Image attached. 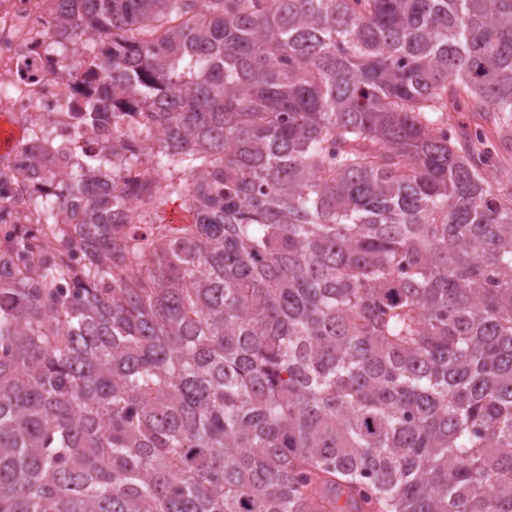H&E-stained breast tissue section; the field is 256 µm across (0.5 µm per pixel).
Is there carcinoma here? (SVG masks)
Here are the masks:
<instances>
[{
	"label": "carcinoma",
	"instance_id": "obj_1",
	"mask_svg": "<svg viewBox=\"0 0 512 512\" xmlns=\"http://www.w3.org/2000/svg\"><path fill=\"white\" fill-rule=\"evenodd\" d=\"M56 2L84 106L0 165V512H512V190L444 129L512 130V0Z\"/></svg>",
	"mask_w": 512,
	"mask_h": 512
}]
</instances>
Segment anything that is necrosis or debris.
I'll return each instance as SVG.
<instances>
[{"label":"necrosis or debris","instance_id":"1","mask_svg":"<svg viewBox=\"0 0 512 512\" xmlns=\"http://www.w3.org/2000/svg\"><path fill=\"white\" fill-rule=\"evenodd\" d=\"M56 15L55 0H0V112L70 122L79 97L41 49L58 37Z\"/></svg>","mask_w":512,"mask_h":512}]
</instances>
